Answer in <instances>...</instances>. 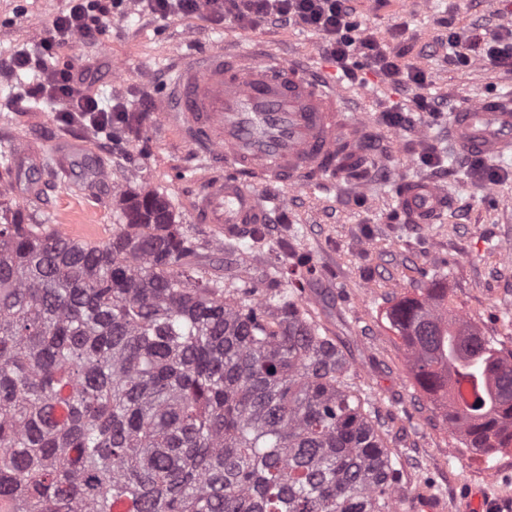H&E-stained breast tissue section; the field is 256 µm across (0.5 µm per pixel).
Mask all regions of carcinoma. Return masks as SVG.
<instances>
[{"label": "carcinoma", "mask_w": 512, "mask_h": 512, "mask_svg": "<svg viewBox=\"0 0 512 512\" xmlns=\"http://www.w3.org/2000/svg\"><path fill=\"white\" fill-rule=\"evenodd\" d=\"M0 190V512H400V461L335 340L240 297L161 193L105 242ZM464 447L512 446V351L435 284L385 312Z\"/></svg>", "instance_id": "obj_1"}]
</instances>
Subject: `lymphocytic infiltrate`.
Masks as SVG:
<instances>
[{
    "label": "lymphocytic infiltrate",
    "mask_w": 512,
    "mask_h": 512,
    "mask_svg": "<svg viewBox=\"0 0 512 512\" xmlns=\"http://www.w3.org/2000/svg\"><path fill=\"white\" fill-rule=\"evenodd\" d=\"M124 0H69L57 14L37 51L15 50L6 60L9 72L30 71V92L56 101L60 117L80 122L95 135H110L115 125L129 119L121 103L102 107L77 85L72 67L48 66L53 57L75 39L93 40L101 20L120 13ZM141 11L165 20L174 16L204 15L220 21L234 19L248 29L298 24L322 37L326 56L345 76H354L359 61H366L382 79L400 86L417 88L427 81L424 71L403 63L400 55L388 54L374 33L361 29L353 19L352 0H137ZM451 66H466L482 60L493 68L512 72V28L499 27L492 35L478 32L462 38L449 32Z\"/></svg>",
    "instance_id": "f902f5d3"
}]
</instances>
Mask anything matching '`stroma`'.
<instances>
[{
	"label": "stroma",
	"instance_id": "35a3bbf8",
	"mask_svg": "<svg viewBox=\"0 0 512 512\" xmlns=\"http://www.w3.org/2000/svg\"><path fill=\"white\" fill-rule=\"evenodd\" d=\"M62 5L0 0V59L38 44ZM355 6L361 27L425 71L429 83L422 94L445 98L450 111L481 97L512 96V73L477 62L457 70L436 49L449 31L442 19L453 18L460 33L478 25L491 32L512 24V0H356ZM397 24L404 29L399 36L393 32ZM187 38L200 51L220 44L248 50L263 42L311 68L336 70L320 36L295 25L251 31L231 20L197 15L161 21L126 8L103 24L95 46L77 39L53 60L90 68L93 79L82 90L101 105L121 101L131 107L130 127L115 128L112 144L86 138L80 123L62 122L55 102L27 96V73H0V143L41 149L38 166L29 169L10 201L25 218L102 242L121 222V190L163 193L198 241L200 261L225 288L289 292L293 280H300L299 307L335 338L357 383L372 397L390 451L403 464L402 512H415L417 502L431 499L441 500L443 512H456L467 485L475 494L512 501V449L486 459L463 446L414 380L384 317L394 302L419 296L436 280L452 309L512 350V153L493 163L500 181L465 174L452 145L450 111L437 118L420 114L408 130L387 128L381 112L410 97L369 72L349 84L348 94L351 107L369 116L379 144L367 163L370 181L352 190L341 180L315 192L272 185L268 194L283 196L286 204L272 211L261 235L248 228L221 233L196 223L191 212L205 171L202 160L156 111L140 109L143 100L156 103L164 96L173 52ZM61 140L82 144L66 172L57 165ZM430 148L452 171L447 185L453 205L441 223L422 231L398 218L395 179H438L419 160Z\"/></svg>",
	"mask_w": 512,
	"mask_h": 512
}]
</instances>
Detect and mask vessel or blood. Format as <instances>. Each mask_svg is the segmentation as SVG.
Masks as SVG:
<instances>
[{
	"label": "vessel or blood",
	"instance_id": "b4317fda",
	"mask_svg": "<svg viewBox=\"0 0 512 512\" xmlns=\"http://www.w3.org/2000/svg\"><path fill=\"white\" fill-rule=\"evenodd\" d=\"M193 153L228 175L206 177L193 205L198 223L229 229L266 221L261 184L301 187L340 179L336 160H369L367 118L351 110L336 77L310 70L259 45L176 54L173 77L158 106ZM465 156L493 160L512 151V98L487 97L452 115ZM396 209L409 224L440 222L451 205L434 181L398 180Z\"/></svg>",
	"mask_w": 512,
	"mask_h": 512
}]
</instances>
